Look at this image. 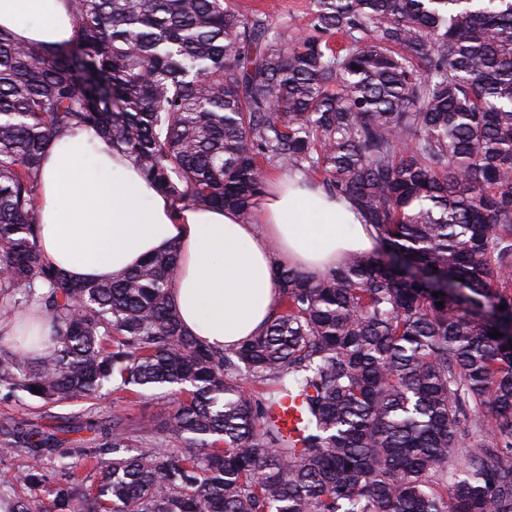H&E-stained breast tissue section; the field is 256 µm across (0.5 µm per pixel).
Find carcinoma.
Wrapping results in <instances>:
<instances>
[{
    "label": "carcinoma",
    "instance_id": "1",
    "mask_svg": "<svg viewBox=\"0 0 512 512\" xmlns=\"http://www.w3.org/2000/svg\"><path fill=\"white\" fill-rule=\"evenodd\" d=\"M71 6L64 42L0 29V318L36 304L50 327L32 362L0 346V390L189 398L161 425L0 421L34 460L22 483L58 476L47 505L0 479V512H512V0H313L293 37L231 0ZM85 128L177 208L249 224L285 169L350 201L376 248L276 266L267 326L213 349L177 315L176 249L80 283L42 257L45 150ZM287 398L297 441L269 415ZM83 430L94 447L60 438Z\"/></svg>",
    "mask_w": 512,
    "mask_h": 512
}]
</instances>
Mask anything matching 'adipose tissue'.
I'll return each instance as SVG.
<instances>
[{"mask_svg": "<svg viewBox=\"0 0 512 512\" xmlns=\"http://www.w3.org/2000/svg\"><path fill=\"white\" fill-rule=\"evenodd\" d=\"M77 25L70 0H0V28L22 43L62 42ZM36 217L43 258L74 280L117 277L177 249V312L189 332L220 350L270 320L274 264L321 275L344 252L372 246L349 202L289 178L270 189L250 224L229 209H174L91 129L64 132L47 147Z\"/></svg>", "mask_w": 512, "mask_h": 512, "instance_id": "obj_1", "label": "adipose tissue"}]
</instances>
